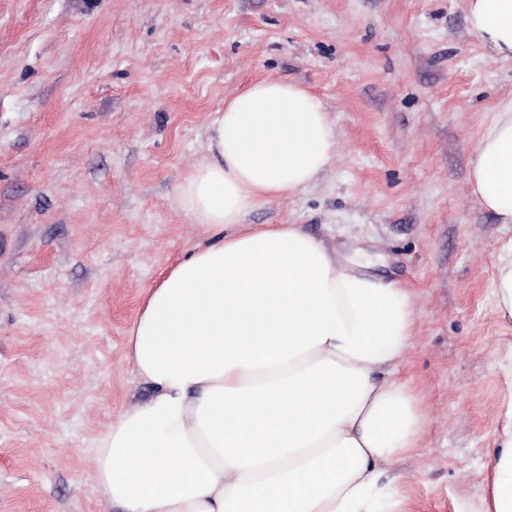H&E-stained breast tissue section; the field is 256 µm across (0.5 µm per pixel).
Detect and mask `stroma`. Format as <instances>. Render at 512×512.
<instances>
[{
	"instance_id": "stroma-1",
	"label": "stroma",
	"mask_w": 512,
	"mask_h": 512,
	"mask_svg": "<svg viewBox=\"0 0 512 512\" xmlns=\"http://www.w3.org/2000/svg\"><path fill=\"white\" fill-rule=\"evenodd\" d=\"M468 0H0V512H115L92 446L146 398L124 359L147 288L205 241L178 188L208 123L277 78L323 103L336 156L252 209L410 295L397 376L426 412L393 466L414 512H479L506 425L512 324L492 290L512 231L469 163L512 61Z\"/></svg>"
}]
</instances>
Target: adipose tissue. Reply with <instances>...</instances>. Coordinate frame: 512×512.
I'll return each instance as SVG.
<instances>
[{
    "label": "adipose tissue",
    "instance_id": "adipose-tissue-1",
    "mask_svg": "<svg viewBox=\"0 0 512 512\" xmlns=\"http://www.w3.org/2000/svg\"><path fill=\"white\" fill-rule=\"evenodd\" d=\"M471 29L512 59V0H469ZM179 201L208 239L150 288L125 359L149 396L94 444L119 512H411L388 466L426 416L394 375L412 341L405 289L341 265L296 224L246 212L313 183L336 154L319 99L276 79L225 101ZM474 194L512 225V102L484 126ZM483 512H512V393Z\"/></svg>",
    "mask_w": 512,
    "mask_h": 512
}]
</instances>
